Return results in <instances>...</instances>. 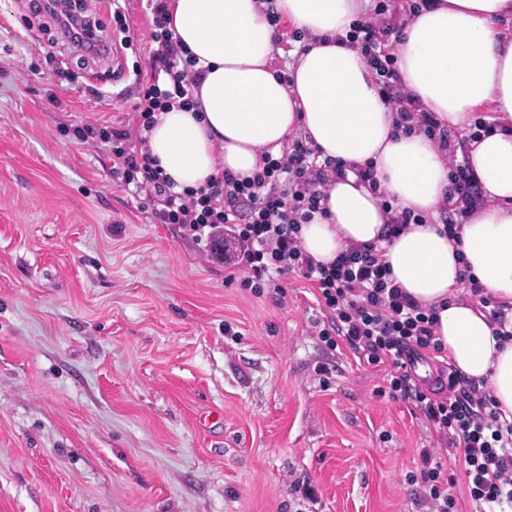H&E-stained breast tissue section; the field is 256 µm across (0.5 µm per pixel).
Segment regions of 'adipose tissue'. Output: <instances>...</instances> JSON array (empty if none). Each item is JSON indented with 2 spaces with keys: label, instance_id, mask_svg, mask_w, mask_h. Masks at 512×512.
Instances as JSON below:
<instances>
[{
  "label": "adipose tissue",
  "instance_id": "1",
  "mask_svg": "<svg viewBox=\"0 0 512 512\" xmlns=\"http://www.w3.org/2000/svg\"><path fill=\"white\" fill-rule=\"evenodd\" d=\"M367 0H277L288 25L302 32L291 82L272 66L274 32L262 0H170L171 27L206 74L193 96L200 111L156 114L147 147L182 188H199L224 171L252 175L263 151L281 156L301 131L323 156L351 172L325 189V216L301 230L304 250L328 263L347 247H383L394 280L438 313L435 336L463 374L487 381L512 413V341L498 343L487 315L463 299L471 274L487 293L512 304V0H431L413 13L393 53L404 86L442 124L469 136L466 157L481 191L458 238L435 219L449 185L448 153L422 133L395 129L359 49L335 44L366 13ZM490 112L491 128L471 137L472 114ZM373 163L374 194L354 170ZM425 216L392 242L386 210Z\"/></svg>",
  "mask_w": 512,
  "mask_h": 512
}]
</instances>
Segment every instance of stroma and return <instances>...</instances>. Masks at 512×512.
Listing matches in <instances>:
<instances>
[{
	"instance_id": "obj_1",
	"label": "stroma",
	"mask_w": 512,
	"mask_h": 512,
	"mask_svg": "<svg viewBox=\"0 0 512 512\" xmlns=\"http://www.w3.org/2000/svg\"><path fill=\"white\" fill-rule=\"evenodd\" d=\"M126 10L130 45L87 65L0 0V512H431L438 436L325 347L313 288L229 283L75 138L141 123L151 18Z\"/></svg>"
}]
</instances>
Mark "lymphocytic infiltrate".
Returning <instances> with one entry per match:
<instances>
[{"label":"lymphocytic infiltrate","mask_w":512,"mask_h":512,"mask_svg":"<svg viewBox=\"0 0 512 512\" xmlns=\"http://www.w3.org/2000/svg\"><path fill=\"white\" fill-rule=\"evenodd\" d=\"M373 3L371 14L352 25L343 44L360 47L397 114L398 131H418L449 148V131L403 89L389 50L391 37L403 28L395 0ZM29 5L33 13L49 15L60 36L83 56L111 55V38L100 35V24L83 0H29ZM146 8L155 47L148 59L150 77L139 82L133 105L142 120L139 129L85 124L75 127L76 137L106 145L117 185L134 196L154 194L160 202L152 212L154 223L176 225L184 236L223 253L226 262L243 271L242 287L272 288L278 277L293 273L314 288L326 313L319 335L327 348L346 344L363 363L384 368L389 397L412 406L442 441V448L419 451L422 494L434 512H448L455 504L442 476L446 454L464 467L469 512H512V420L490 390L452 366L442 393L416 381L406 368L405 354L442 353L434 336L435 311L423 309L394 281L378 246L349 248L324 264L301 245L303 224L320 210L322 187L329 178L345 176L340 163L321 158L317 147L297 137L289 139L280 157L264 154L250 177L227 170L204 187L176 190L150 154L145 133L156 113L195 106L193 88L202 72L175 36L167 0H146ZM449 181L444 230L453 238L477 200L478 184L465 162L453 165Z\"/></svg>","instance_id":"lymphocytic-infiltrate-1"}]
</instances>
